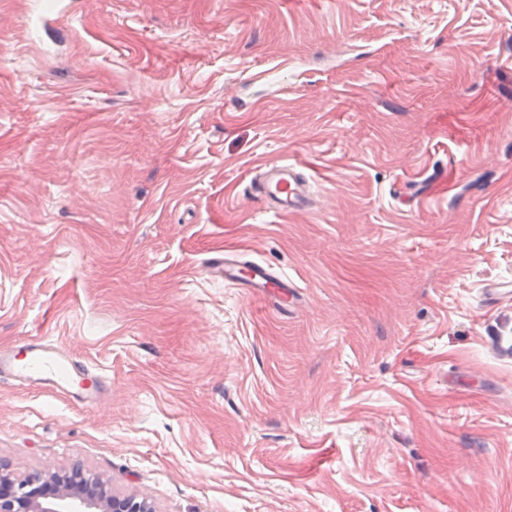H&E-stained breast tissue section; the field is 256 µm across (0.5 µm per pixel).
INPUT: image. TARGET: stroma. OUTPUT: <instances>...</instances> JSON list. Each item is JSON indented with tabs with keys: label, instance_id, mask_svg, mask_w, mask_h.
<instances>
[{
	"label": "stroma",
	"instance_id": "obj_1",
	"mask_svg": "<svg viewBox=\"0 0 512 512\" xmlns=\"http://www.w3.org/2000/svg\"><path fill=\"white\" fill-rule=\"evenodd\" d=\"M301 165L316 210L248 194ZM229 251L287 310L205 272ZM512 0H0V380L17 480L155 512H512ZM5 377L63 393L86 408L96 407L108 391L104 374L42 338L29 340L20 349L0 348V379Z\"/></svg>",
	"mask_w": 512,
	"mask_h": 512
}]
</instances>
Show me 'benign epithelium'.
<instances>
[{
  "label": "benign epithelium",
  "instance_id": "7a95c632",
  "mask_svg": "<svg viewBox=\"0 0 512 512\" xmlns=\"http://www.w3.org/2000/svg\"><path fill=\"white\" fill-rule=\"evenodd\" d=\"M75 463L48 479L32 476L15 480L0 464V512H154L148 500L120 496L105 482L79 480Z\"/></svg>",
  "mask_w": 512,
  "mask_h": 512
}]
</instances>
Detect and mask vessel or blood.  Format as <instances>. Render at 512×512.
I'll use <instances>...</instances> for the list:
<instances>
[{"mask_svg":"<svg viewBox=\"0 0 512 512\" xmlns=\"http://www.w3.org/2000/svg\"><path fill=\"white\" fill-rule=\"evenodd\" d=\"M250 197L279 216L309 213L312 199L305 188L299 165L262 166L251 179ZM207 272L220 274L224 282L241 289L248 298L266 299L271 287L288 290L287 281H272L267 269L257 263L241 261L237 255L222 253L210 259ZM11 378L36 388L67 395L86 408L96 407L108 391L104 374L60 347L38 338L21 348H0V379Z\"/></svg>","mask_w":512,"mask_h":512,"instance_id":"obj_1","label":"vessel or blood"}]
</instances>
